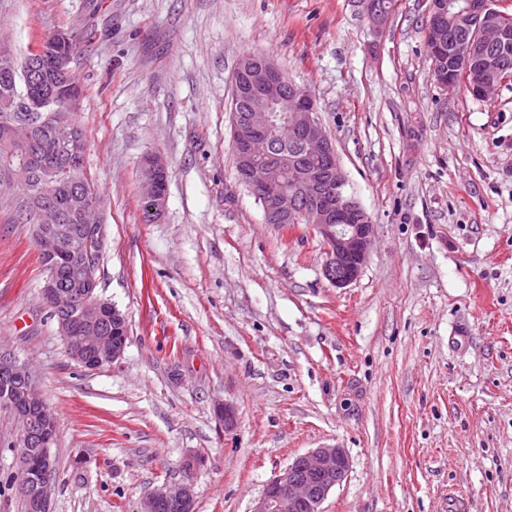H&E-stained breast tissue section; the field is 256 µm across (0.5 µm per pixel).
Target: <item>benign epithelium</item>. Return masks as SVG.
<instances>
[{"instance_id":"benign-epithelium-1","label":"benign epithelium","mask_w":512,"mask_h":512,"mask_svg":"<svg viewBox=\"0 0 512 512\" xmlns=\"http://www.w3.org/2000/svg\"><path fill=\"white\" fill-rule=\"evenodd\" d=\"M364 14L372 27L382 29L389 16L377 0H362ZM452 0H430L427 14L426 43L433 59L436 81L447 88L455 71L444 66L445 22ZM464 24L473 28L470 41L459 45L451 58L454 66L469 75L466 88L476 97L494 92L508 77L503 75L505 59L512 47V29L501 24L504 12L493 7L491 0H467L460 12ZM71 35L57 31L45 44L29 56L26 74L34 83L42 80L55 60L58 49L69 43ZM234 103L245 107L233 109L231 148L242 180L257 191L265 216L271 224H286L296 215L308 214L310 226L324 243V276L336 288H344L360 276L366 263L374 224L370 215L347 191V179L337 160L335 146L318 117L315 100L288 82L274 62L264 55H247L238 64L234 78ZM285 119L284 130L299 143L298 155H273L270 133L277 117ZM37 125L23 121L13 125V140L29 144ZM53 137L70 155L85 152L86 143L68 123L58 122ZM316 160L322 170L314 175L299 172L298 159ZM286 166L294 172L293 193H287L274 173ZM140 202L143 216L149 222L162 214L167 200V164L155 152L141 162ZM103 200H94L95 219L84 224L87 236L96 242L94 248L79 252L70 250V241L53 232L55 224L64 220L63 210L49 203L37 212L34 234L39 255L64 257L69 278L61 281L55 269L48 268L42 288L43 297L53 314L60 336L70 357L84 368L93 370L120 358L126 342H114L104 335L103 324L123 319L112 303L96 295L99 285L105 225L101 224ZM0 372L22 385L17 401L5 396L0 403L11 408L20 425L19 437L9 444L15 453V471L11 480L19 493L27 497L28 512H45L48 506L50 480L39 487L32 485L33 463L29 449L42 448L38 466L47 475L54 469L49 448L52 447L56 424L53 411L43 397L37 377L14 354L0 349ZM349 470L345 451L334 446L315 448L297 457L279 475L270 480L252 512H322L321 505L330 491L341 484ZM196 493L190 483L165 486L144 497L142 512H159L164 505L174 512H195Z\"/></svg>"}]
</instances>
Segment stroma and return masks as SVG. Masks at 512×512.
Returning a JSON list of instances; mask_svg holds the SVG:
<instances>
[{
    "mask_svg": "<svg viewBox=\"0 0 512 512\" xmlns=\"http://www.w3.org/2000/svg\"><path fill=\"white\" fill-rule=\"evenodd\" d=\"M425 19V0H397L378 34L358 0H0L17 58L57 30L77 41L99 293L128 322L120 359L75 363L20 196L0 200V345L57 419L48 512H140L182 482L195 512H251L323 446L350 461L323 512H442L451 491L467 512H512V80L482 99L442 90ZM250 54L315 97L372 218L346 287L325 278L321 237L266 223L239 178L233 80ZM149 151L168 164L155 223L139 206ZM15 431L0 411V512H23Z\"/></svg>",
    "mask_w": 512,
    "mask_h": 512,
    "instance_id": "35a3bbf8",
    "label": "stroma"
}]
</instances>
